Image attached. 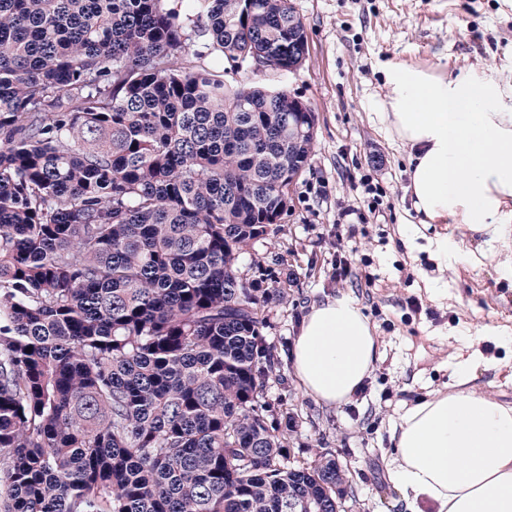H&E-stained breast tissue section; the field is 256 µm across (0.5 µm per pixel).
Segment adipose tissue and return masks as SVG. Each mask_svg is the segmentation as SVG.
Listing matches in <instances>:
<instances>
[{
	"mask_svg": "<svg viewBox=\"0 0 512 512\" xmlns=\"http://www.w3.org/2000/svg\"><path fill=\"white\" fill-rule=\"evenodd\" d=\"M383 84L377 121L407 153L419 223L485 233L512 275V93L471 67L403 62L388 63ZM379 359L375 326L345 293L310 309L291 351L299 385L330 407L348 404ZM478 362L461 358L391 429L387 467L407 512H512V404L473 387Z\"/></svg>",
	"mask_w": 512,
	"mask_h": 512,
	"instance_id": "adipose-tissue-1",
	"label": "adipose tissue"
}]
</instances>
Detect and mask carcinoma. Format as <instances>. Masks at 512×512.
<instances>
[{"instance_id": "obj_1", "label": "carcinoma", "mask_w": 512, "mask_h": 512, "mask_svg": "<svg viewBox=\"0 0 512 512\" xmlns=\"http://www.w3.org/2000/svg\"><path fill=\"white\" fill-rule=\"evenodd\" d=\"M0 0V512H336L290 457L238 261L288 210L314 110L292 0Z\"/></svg>"}]
</instances>
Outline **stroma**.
Wrapping results in <instances>:
<instances>
[{
  "label": "stroma",
  "instance_id": "stroma-1",
  "mask_svg": "<svg viewBox=\"0 0 512 512\" xmlns=\"http://www.w3.org/2000/svg\"><path fill=\"white\" fill-rule=\"evenodd\" d=\"M308 36L304 65L288 72L225 68L226 81H254L285 89L317 117L311 161L290 189L288 210L238 263L254 277L267 268V287L286 286L289 300L266 308L265 334L281 361L267 399L295 417L292 456L334 454L354 492L348 512H404L387 473L389 431L404 410L449 382L464 339L489 325L475 388L512 404V279L496 258L481 267L468 257L484 250L483 235L450 223L430 224L408 250L401 237L415 212L405 151L381 129L374 112L384 92L381 67L407 62L451 72L491 68L512 86V0H293ZM367 222L340 217L341 208L366 207ZM456 244L439 270L429 242ZM349 274H332L336 260ZM442 297L434 299L428 284ZM351 294L377 329L382 357L351 403L329 407L306 394L292 374L291 351L303 316L314 305Z\"/></svg>",
  "mask_w": 512,
  "mask_h": 512
}]
</instances>
